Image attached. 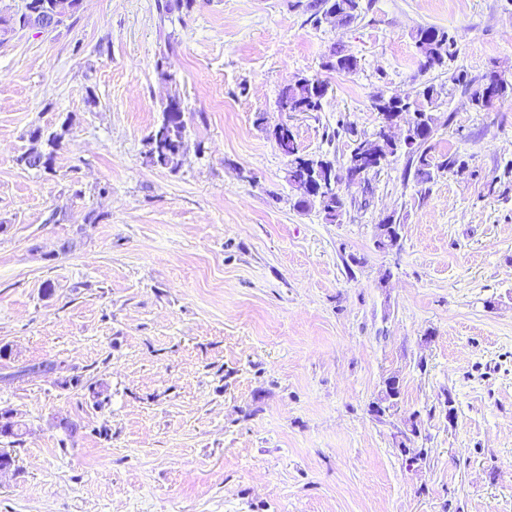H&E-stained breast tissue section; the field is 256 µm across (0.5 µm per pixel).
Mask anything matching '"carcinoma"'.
<instances>
[{
  "label": "carcinoma",
  "instance_id": "carcinoma-1",
  "mask_svg": "<svg viewBox=\"0 0 512 512\" xmlns=\"http://www.w3.org/2000/svg\"><path fill=\"white\" fill-rule=\"evenodd\" d=\"M74 0H26L25 10L14 12L8 6L0 5V32L5 34L16 29L35 27L48 23L52 18H57L56 24L63 23L61 17L72 16ZM314 13L315 22L322 21L339 26L349 25L360 16L359 0H317ZM416 47L421 59L419 61L420 72L426 73L439 68L448 57L450 40L448 32L436 27H420L413 34ZM357 67V59L338 50H333L322 62V68L326 71L350 72ZM470 91L472 104L480 110H489L495 104L512 98V82H507L495 72L482 79L475 86L465 84ZM328 92V84L318 77H301L293 84L285 86L278 99V105L295 109L297 107L306 112H320ZM436 90L434 86L420 83L405 96L391 95L390 103H383L384 95L374 98L373 108L379 115V130L371 135H364L354 143L365 151H370L382 159V163L399 154H404L409 163L415 164V176L420 183H428L432 180L431 169L451 170L455 167L465 168V163L457 159L445 158L437 160L430 155V141L438 127L442 126L440 117L433 113ZM389 112H413L423 118L426 130L415 133L414 138L407 142H397V135L390 132L383 133L380 128L387 125V113ZM67 127L61 131H45L36 128L30 132L31 146L16 157V163L27 169L37 172H50L57 151L62 147ZM146 150L144 152L146 162L154 167L176 172L182 165L183 157L187 150V123L181 99L174 95L170 97L169 104L161 109L160 120L152 127L144 139ZM279 149L289 158L286 181L288 184L302 183L316 178H325L336 173L335 161L325 155L309 156L300 153L293 132H288L275 139ZM295 207L305 211L317 207L324 215L326 222L330 224L341 223L346 212L345 199L335 193L310 195L303 193L295 201ZM401 224L388 216L376 225L374 245L380 251H388L400 247ZM64 385L74 387L84 386L94 399V404L102 406L101 395L104 389L102 384H83L80 376H72L64 380ZM410 428L403 433V438L396 442L401 454L407 457L409 462H418L424 459L425 449L414 447L415 438L420 433L417 416L409 418Z\"/></svg>",
  "mask_w": 512,
  "mask_h": 512
}]
</instances>
